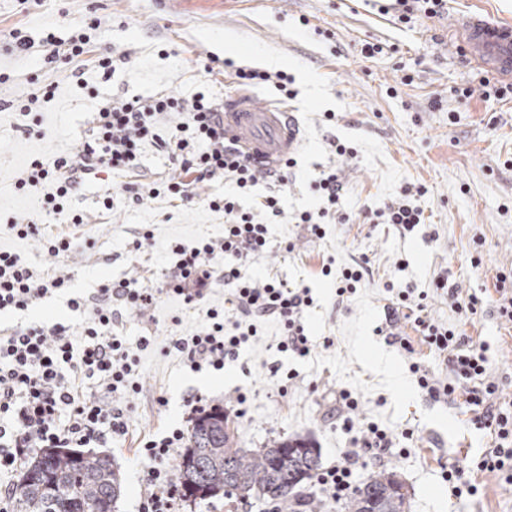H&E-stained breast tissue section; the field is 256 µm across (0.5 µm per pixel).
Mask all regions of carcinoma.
I'll list each match as a JSON object with an SVG mask.
<instances>
[{"label": "carcinoma", "instance_id": "carcinoma-1", "mask_svg": "<svg viewBox=\"0 0 512 512\" xmlns=\"http://www.w3.org/2000/svg\"><path fill=\"white\" fill-rule=\"evenodd\" d=\"M320 465L311 442L296 437L264 448H241L223 411L200 416L179 454L178 479L187 496L224 494L271 503L277 512L295 507L302 481ZM122 477L107 456L41 448L24 463L14 512H116ZM408 494L396 473H371L345 506L346 512H405Z\"/></svg>", "mask_w": 512, "mask_h": 512}]
</instances>
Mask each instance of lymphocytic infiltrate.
Here are the masks:
<instances>
[{
  "instance_id": "obj_1",
  "label": "lymphocytic infiltrate",
  "mask_w": 512,
  "mask_h": 512,
  "mask_svg": "<svg viewBox=\"0 0 512 512\" xmlns=\"http://www.w3.org/2000/svg\"><path fill=\"white\" fill-rule=\"evenodd\" d=\"M222 110L220 103L201 92L188 100L163 91L148 97L96 101L89 134L79 149L51 162L30 160L15 187L23 193L51 185V192L41 199V211L48 217L61 214L88 176L138 170L140 147L146 141L159 143L175 157L181 170L179 177L159 181L151 188L155 197L163 194L190 201L197 183L219 178L241 189L267 177L287 186L290 163L269 172L225 143ZM168 112L180 114L181 120L164 139L157 132V124L160 115ZM317 188L326 207L299 216L315 238L323 236L325 225L347 221L340 208L344 185L339 173H324ZM206 204L223 212V238L193 247L171 244L177 258L176 272L155 286L137 287L124 279L104 285L94 303L79 297L70 299L73 310L89 314L81 334H74L70 325L61 322L49 327L29 324L0 329V470L13 469L35 448H87L106 436L126 435L129 399L141 392L135 378L136 352L148 349L152 340L142 337L133 349L124 337L114 335L113 301L143 311L160 296L171 295L196 306L212 284L221 280L230 288L231 310L208 309L207 323L200 333L174 336L169 341L170 349L180 354L186 367L223 370L236 360L241 346L256 336L257 323L266 319L276 320L280 326V351L300 357L311 354L316 342L303 323L304 310L312 304L308 289L291 288L273 278L248 277L239 269L240 261L249 254L270 249L267 226L254 223L232 195L207 198ZM10 229L19 238L37 239L58 262H67L77 252L74 237L46 234L42 225L14 222ZM69 282L68 274H38L19 254L0 250V312L27 310L68 288ZM427 298L424 292L397 291L389 318L397 320L401 310H408L422 344L442 357L448 376L437 378L418 362L411 363L410 370L430 398L462 396L473 412L474 426L495 437L494 447L470 461L468 467L450 465L443 478L456 497L478 494V485L467 476L471 470L499 475L512 485V401L502 398L499 383L488 369L486 345L429 318ZM88 380L96 383L95 392L89 394L83 391ZM336 401L352 450L344 462L319 472L316 482L327 499L343 502L357 488L353 465L360 453L396 457L401 450L397 440L377 423L358 420L360 401L351 392L338 391ZM184 438V429L175 427L141 440L139 453L152 462L144 477L141 512H172L180 485L166 462Z\"/></svg>"
}]
</instances>
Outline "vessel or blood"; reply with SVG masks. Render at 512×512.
<instances>
[{
    "instance_id": "1",
    "label": "vessel or blood",
    "mask_w": 512,
    "mask_h": 512,
    "mask_svg": "<svg viewBox=\"0 0 512 512\" xmlns=\"http://www.w3.org/2000/svg\"><path fill=\"white\" fill-rule=\"evenodd\" d=\"M453 30L476 66L505 79L512 77L511 23L472 14L455 18ZM224 137L268 167L294 155L301 144L293 113L275 103L260 105L244 89L224 95Z\"/></svg>"
}]
</instances>
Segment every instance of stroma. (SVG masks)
<instances>
[{"label": "stroma", "mask_w": 512, "mask_h": 512, "mask_svg": "<svg viewBox=\"0 0 512 512\" xmlns=\"http://www.w3.org/2000/svg\"><path fill=\"white\" fill-rule=\"evenodd\" d=\"M475 11L512 21V0H448L441 15L400 22L390 0H0V249L19 254L38 272L50 273L57 262L34 239L16 238L9 222L41 221L39 201L44 188L18 193L15 182L35 157L52 160L75 152L91 127V92L106 98L147 97L171 91L189 98L205 92L223 100L235 86V66L266 69L267 57L284 62L293 77V100L282 101L271 84L253 87L259 104L285 102L302 130V145L292 170L293 183L279 191L274 182L241 190L229 181L200 184L198 201L184 203L168 196L133 202L126 183L149 184L178 175L177 161L157 144L142 147V166L135 174L90 178L71 201L70 213L48 225L90 241L91 249L71 262L67 292L48 297L26 312L0 314V326L61 321L81 332L86 313L72 310L69 298H95L103 284L122 279L149 284L173 275L171 242L192 246L224 236V214L210 210L203 196H237L256 223L267 225L274 250L248 257L241 270L253 277H275L306 287L313 299L305 322L316 338H332L299 358L280 352L279 328L267 320L241 347L236 362L222 372H193L177 354L163 355L172 336H191L206 322L207 308L225 307L229 290L213 284L202 305L187 307L179 298L161 297L147 315L124 314L113 330L137 346L153 340L139 354L137 379L142 387L128 415L125 436L104 442L124 478L118 512H139L148 467L136 448L144 437L185 424L187 404L203 396L209 405L224 406L229 396H247L245 411L234 417L240 447L261 448L278 439L308 438L318 449L322 467L344 461L350 437L336 424V393L346 389L360 401L359 419L373 421L393 436L414 432L406 455L374 461L359 468V479L373 470L394 471L408 491V512H512V487L490 473L477 474L483 492L454 497L442 479L450 464L468 465L494 440L476 429L463 399L432 400L411 373L412 361L436 372L445 365L419 344L410 319L394 330L416 342L415 355L389 343L384 334L392 288L430 293L427 313L437 323L455 327L488 347L489 370L512 395V325L495 312L494 290L499 272L512 269V94L498 98L458 91L479 80L482 72L463 51L452 46L448 25L452 15ZM97 25L95 53L75 61L44 65L40 39L46 33L65 39ZM22 32L35 43L27 52L12 42ZM382 51L364 58L365 43ZM112 57L114 70L104 74L97 54ZM218 58L212 72L201 62ZM231 66H224V59ZM411 83H404V76ZM56 88L55 98L35 107L31 115L17 109L34 88ZM333 120H326V113ZM38 133L26 134L29 124ZM356 147L357 159L345 161L336 145ZM339 168L344 178L341 207L348 223L329 224L323 238L310 236L297 217L316 212L324 201L313 185L323 172ZM425 186L413 197L425 222L413 231L378 223L376 211L398 197L406 185ZM113 194L104 209V191ZM280 192V216L266 213L264 195ZM81 214L82 224L70 221ZM153 234L152 245L132 250L142 229ZM293 242L285 252L281 243ZM481 255V265L470 263ZM366 261L368 275L347 300L336 297L323 264L333 271ZM446 278L484 300L482 315L468 319L434 294ZM383 355L386 371L376 372L371 353ZM295 372L287 393H280L278 373ZM164 396L166 405L155 402Z\"/></svg>", "instance_id": "obj_1"}]
</instances>
